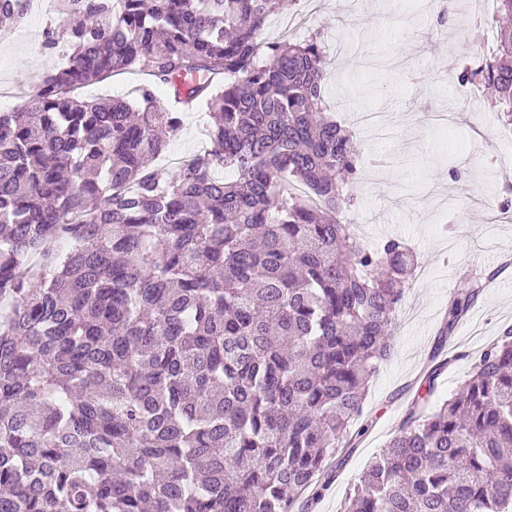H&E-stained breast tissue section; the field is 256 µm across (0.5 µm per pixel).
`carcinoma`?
I'll return each instance as SVG.
<instances>
[{
    "mask_svg": "<svg viewBox=\"0 0 512 512\" xmlns=\"http://www.w3.org/2000/svg\"><path fill=\"white\" fill-rule=\"evenodd\" d=\"M282 2L60 0L71 53L0 112V512H291L362 434L417 259L340 222L358 148L320 37L261 38ZM130 68L134 101L77 95ZM458 80L512 122V26ZM198 104L211 150L153 167ZM437 376L341 512H512V329Z\"/></svg>",
    "mask_w": 512,
    "mask_h": 512,
    "instance_id": "carcinoma-1",
    "label": "carcinoma"
}]
</instances>
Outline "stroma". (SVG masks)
I'll use <instances>...</instances> for the list:
<instances>
[{"instance_id":"obj_1","label":"stroma","mask_w":512,"mask_h":512,"mask_svg":"<svg viewBox=\"0 0 512 512\" xmlns=\"http://www.w3.org/2000/svg\"><path fill=\"white\" fill-rule=\"evenodd\" d=\"M53 14L31 13L0 32V112L33 96V76L64 61L42 48ZM320 32L325 46L331 114L360 143L359 174L347 211L366 225L369 243L398 236L417 256L415 277L398 311L393 351L372 377L360 437L306 512H339L351 488L400 426L411 382L437 348L448 300L475 274L491 276L455 329L449 362L435 382L433 402L454 393L475 359L512 326V212L501 213L502 169L512 165L505 135L512 125L481 94L472 110L457 106V72L477 61L499 32L496 13L472 22L449 11L445 25L412 0H290L269 18L263 38L296 39ZM142 81L135 69L87 86L86 100L132 99ZM208 112L185 113L159 163L167 169L210 149Z\"/></svg>"}]
</instances>
